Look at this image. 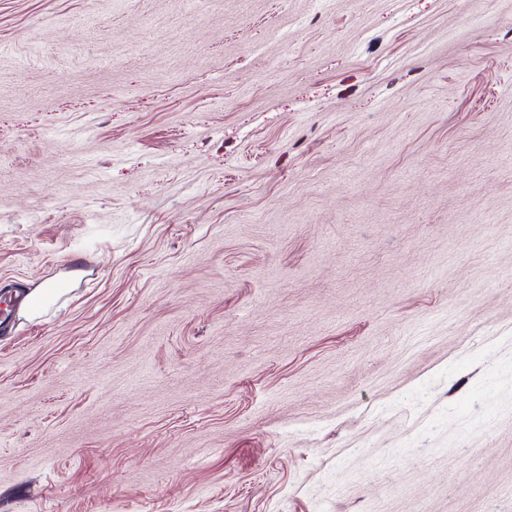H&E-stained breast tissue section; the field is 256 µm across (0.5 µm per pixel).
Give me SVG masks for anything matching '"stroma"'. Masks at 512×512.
I'll use <instances>...</instances> for the list:
<instances>
[{"mask_svg": "<svg viewBox=\"0 0 512 512\" xmlns=\"http://www.w3.org/2000/svg\"><path fill=\"white\" fill-rule=\"evenodd\" d=\"M2 311L0 512H512V0H0ZM70 284L61 280H45L37 284L30 283L24 300L18 309V315L25 320H33L48 311L63 294Z\"/></svg>", "mask_w": 512, "mask_h": 512, "instance_id": "35a3bbf8", "label": "stroma"}]
</instances>
